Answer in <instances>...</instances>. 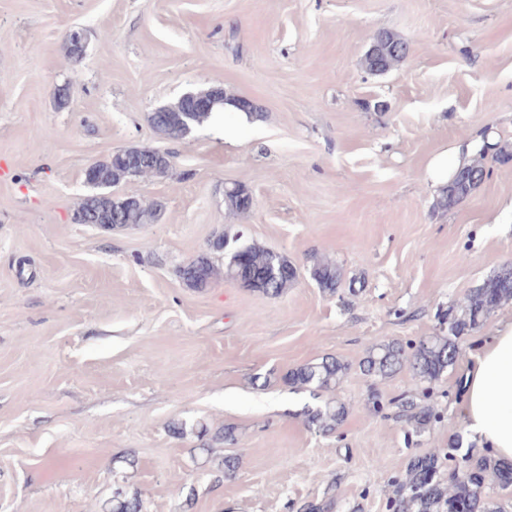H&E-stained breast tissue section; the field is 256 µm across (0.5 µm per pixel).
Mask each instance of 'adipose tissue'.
Instances as JSON below:
<instances>
[{"instance_id": "1", "label": "adipose tissue", "mask_w": 512, "mask_h": 512, "mask_svg": "<svg viewBox=\"0 0 512 512\" xmlns=\"http://www.w3.org/2000/svg\"><path fill=\"white\" fill-rule=\"evenodd\" d=\"M460 416L496 461L512 462V321L501 324L475 355Z\"/></svg>"}]
</instances>
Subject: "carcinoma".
<instances>
[{
	"label": "carcinoma",
	"mask_w": 512,
	"mask_h": 512,
	"mask_svg": "<svg viewBox=\"0 0 512 512\" xmlns=\"http://www.w3.org/2000/svg\"><path fill=\"white\" fill-rule=\"evenodd\" d=\"M364 56V66L372 74H384L410 58L407 42L393 32L376 33ZM225 93L215 94L207 89L187 94L176 102L152 112L149 122L160 139L182 137L185 124L195 127L224 109ZM172 167L171 156L156 150L129 148L114 153L106 162L95 163L85 170V181L101 192L85 196L75 212L80 224H96L106 229L148 224L158 219L162 205L147 204L137 197L112 198L106 189L126 180L147 175L163 176ZM490 169L479 160L460 164L443 188L440 206L451 208L470 196L489 177ZM227 207L237 213L249 210L241 186L225 191ZM244 254L247 263L239 266L236 259ZM223 257L219 265L213 256ZM311 279L322 291L336 293L344 282L342 268L328 257H317L309 269ZM179 278L191 288H206L219 277L241 278L240 284L265 295L278 296L293 285L297 269L278 252L243 239V236L223 232L209 243V252L178 269ZM512 301V266H503L481 285L466 294L459 315L448 322V330L425 336L407 352L398 341L375 344L367 349L359 362L360 372L375 380H385L406 372L419 382L439 379L456 362L459 339L482 325L501 305ZM349 365L335 356L317 362L301 364L291 369L284 382L291 387L329 391L347 374ZM400 416L406 419L411 431L419 434L435 418L433 409L421 407L410 395L398 401ZM347 416L343 404H327L323 408L304 411L307 428L329 436L342 425ZM462 443L455 439L448 445V460L461 459V470L441 476L442 460L436 453L411 457L404 468L398 498L392 512H512V467L475 458L470 452L460 453ZM498 488V497L490 494V483ZM141 501L117 492L112 497V512H141ZM335 498L312 500L301 506V512H332Z\"/></svg>",
	"instance_id": "1"
}]
</instances>
